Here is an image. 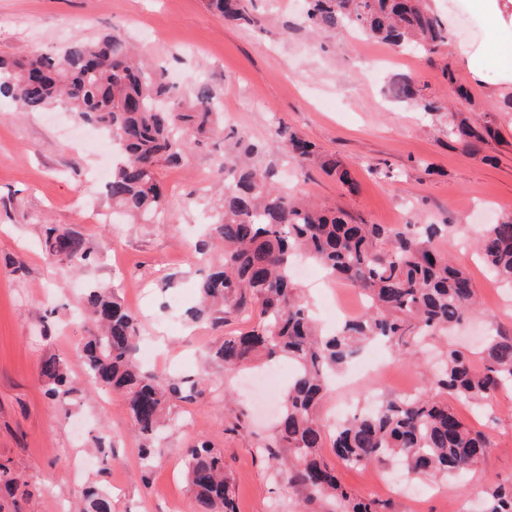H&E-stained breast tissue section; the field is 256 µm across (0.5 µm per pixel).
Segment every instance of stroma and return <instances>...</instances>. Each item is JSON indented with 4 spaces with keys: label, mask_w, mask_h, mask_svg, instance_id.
I'll return each mask as SVG.
<instances>
[{
    "label": "stroma",
    "mask_w": 512,
    "mask_h": 512,
    "mask_svg": "<svg viewBox=\"0 0 512 512\" xmlns=\"http://www.w3.org/2000/svg\"><path fill=\"white\" fill-rule=\"evenodd\" d=\"M430 5L448 27V42L434 55L368 40L356 46L346 34L312 36L305 0H247L254 21L241 26L225 24L204 0H0V52L54 53L76 35L124 30L177 84H209L224 102L226 134L254 145L258 162L278 185L343 209L361 224L457 225L439 248L470 274L482 314L435 348L449 344L477 359L488 329L512 331V290L492 279L469 244L477 230L512 215V82L489 57L494 35L468 0ZM402 75L415 78L430 98L459 102L475 127L493 129L479 154L449 138L447 113L390 97V83ZM461 89L467 101H458ZM280 123L339 160L349 182L313 162L298 166L273 148ZM76 131V119L61 106L21 112L0 101V463L31 490L7 512H72L90 486L111 495L112 512H194L184 450L200 440L223 451L237 512H336L334 503L310 500L273 475L265 444L280 404L261 408L244 381L262 373L263 364L229 374L210 355L225 334L245 330L242 317L227 314L216 326L189 316L198 280L219 261L215 252L193 255L197 227L211 222L215 207L211 191L196 183L215 181L213 160L228 141L211 139L178 165L158 170L170 218L94 224L87 205L108 212L112 202L104 184L92 181L99 159L79 145ZM47 224L97 242L101 260L82 272L48 260L39 246ZM91 283L112 289L137 315L140 336L153 346L162 369L175 379H199L204 391L196 401L171 407L162 451L147 464L123 395L110 394L104 403L100 390L89 387L78 405L65 409L43 394L44 358H60L74 381L84 380L73 352L88 334L78 306ZM298 284L312 311L320 312L329 291L348 308L356 306V289L323 270ZM368 352L388 362L387 377L376 388L365 382L330 392L319 407L327 427L336 425L341 399L357 414L375 395L385 401L401 397L407 386L419 395L429 391L427 361L415 363L379 345ZM219 389L233 397L243 427L233 428L214 397ZM453 408L492 443L469 485L421 480L423 495L411 500L380 483L379 473L393 472V465L359 470L338 462L332 448L322 455L343 485L390 503L395 512H484L486 481L512 482V390L483 411L461 402ZM100 438L111 441V452L96 451ZM82 458L89 464L81 469Z\"/></svg>",
    "instance_id": "35a3bbf8"
}]
</instances>
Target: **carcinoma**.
I'll list each match as a JSON object with an SVG mask.
<instances>
[{
  "instance_id": "1",
  "label": "carcinoma",
  "mask_w": 512,
  "mask_h": 512,
  "mask_svg": "<svg viewBox=\"0 0 512 512\" xmlns=\"http://www.w3.org/2000/svg\"><path fill=\"white\" fill-rule=\"evenodd\" d=\"M206 7L231 23H249L244 0H205ZM309 26L316 32L353 29L370 40L435 53L448 43V29L427 0H309ZM399 101L414 102L419 90L409 76L393 82ZM0 97L27 112L62 103L82 122L103 127L121 148L112 168L107 196L113 213L124 219L154 221L169 214L167 196L157 180L164 164L183 160L191 147L224 132L220 101L212 89L196 84L187 92L148 67L128 37L114 30L96 40L76 37L59 55L39 52L0 54ZM448 134L474 153L491 129L482 131L462 117ZM273 145L302 163L317 162L329 175L349 182L336 159L285 125L274 131ZM254 147L236 139L219 166L222 193L195 252L222 246L221 261L198 282L194 318L229 309L247 315L250 330L224 337L214 358L232 373L254 358H288L297 373L288 386L277 422L276 449L289 453L279 470L285 482L311 499L331 497L340 512H390L376 499L362 498L342 485L321 449L329 446L346 465L367 469L391 461L417 478L463 480L489 443L448 405V399L477 408L512 388V335L488 337L483 365L476 368L459 349L446 352L433 394L392 399L326 433L317 408L328 392L330 374L344 368L364 345L383 339L409 353L411 346L479 314L470 275L439 251L449 235L446 224H359L275 185L269 172L252 162ZM489 273L512 285V215L491 224L477 240ZM52 260L85 270L97 262L93 245L78 233L47 225L41 243ZM303 253L329 275L346 281L367 297L368 306L331 336H324L292 278L291 264ZM84 311L93 329L76 348L90 385L125 394L129 415L142 439V459L161 452L158 435L175 402L203 395L196 379L175 380L145 370L137 351L136 316L108 288L91 286ZM44 395L66 406L77 398L65 362L46 359L40 368ZM189 487L195 512H235L224 455L208 442L187 449ZM486 512H512V484L490 480ZM85 512H112L109 494L90 489Z\"/></svg>"
}]
</instances>
